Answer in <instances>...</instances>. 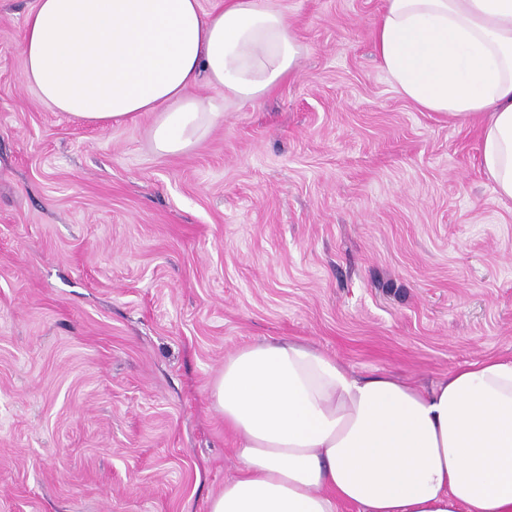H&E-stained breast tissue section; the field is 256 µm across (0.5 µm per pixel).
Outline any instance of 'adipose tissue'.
Masks as SVG:
<instances>
[{
    "instance_id": "adipose-tissue-1",
    "label": "adipose tissue",
    "mask_w": 512,
    "mask_h": 512,
    "mask_svg": "<svg viewBox=\"0 0 512 512\" xmlns=\"http://www.w3.org/2000/svg\"><path fill=\"white\" fill-rule=\"evenodd\" d=\"M374 43L403 98L481 123L483 168L512 201V0H385ZM18 51L54 111L104 127L158 113L156 148L179 153L226 101L294 78L302 47L278 0H34ZM211 398L239 468L209 512H512V359L423 386L263 339L225 357Z\"/></svg>"
}]
</instances>
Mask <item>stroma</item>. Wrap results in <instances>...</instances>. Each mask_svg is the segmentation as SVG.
<instances>
[{"mask_svg":"<svg viewBox=\"0 0 512 512\" xmlns=\"http://www.w3.org/2000/svg\"><path fill=\"white\" fill-rule=\"evenodd\" d=\"M300 74L158 151L55 112L0 0V512H208L224 358L298 338L427 384L512 357V201L474 127L391 87L384 0H282Z\"/></svg>","mask_w":512,"mask_h":512,"instance_id":"stroma-1","label":"stroma"}]
</instances>
